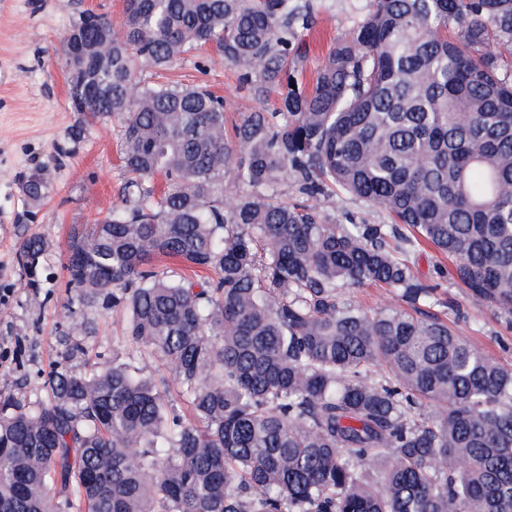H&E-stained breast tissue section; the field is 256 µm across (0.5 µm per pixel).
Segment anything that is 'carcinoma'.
Wrapping results in <instances>:
<instances>
[{
  "label": "carcinoma",
  "instance_id": "1",
  "mask_svg": "<svg viewBox=\"0 0 512 512\" xmlns=\"http://www.w3.org/2000/svg\"><path fill=\"white\" fill-rule=\"evenodd\" d=\"M313 9L126 0L119 25L68 29L65 66L92 89L70 96L71 140L116 123L130 178L123 206L72 231L67 287L124 310L165 374L57 370L44 400L0 396V512H512V367L438 318L337 301L379 283L434 304L405 258L425 242L473 302L512 313V0H369L308 86ZM206 45L259 104L230 130L224 98L141 77ZM21 189L44 201L45 170ZM345 197L389 222L347 223ZM44 252L19 244L32 288ZM93 333L63 336L65 360Z\"/></svg>",
  "mask_w": 512,
  "mask_h": 512
}]
</instances>
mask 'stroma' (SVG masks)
Listing matches in <instances>:
<instances>
[{
    "instance_id": "stroma-1",
    "label": "stroma",
    "mask_w": 512,
    "mask_h": 512,
    "mask_svg": "<svg viewBox=\"0 0 512 512\" xmlns=\"http://www.w3.org/2000/svg\"><path fill=\"white\" fill-rule=\"evenodd\" d=\"M315 2L314 27L306 35L311 45L303 76L307 83L328 49L350 32L368 5V0ZM123 10L124 0H0V393L26 403L44 398L43 378L56 367L81 371L89 361L101 366L130 361L142 377L163 371L159 360L136 355L120 310L92 311L97 335L89 361H64L59 345L60 337L83 317L64 287L70 233L122 206L128 179L119 160L115 124L83 125L80 142L69 138L81 117L69 104L62 39L83 12L117 24ZM142 76L149 82L208 86L227 100L231 122L256 107L239 89L233 69L208 50L168 71L144 68ZM37 166L48 168L54 190L34 207L23 196L20 180ZM31 234L45 243L35 288L28 286L17 262L19 243ZM407 259L422 281L436 288L438 302L428 307V314L447 322L484 354L512 363V314L474 304L456 279L447 276L448 257L433 248L411 250Z\"/></svg>"
}]
</instances>
